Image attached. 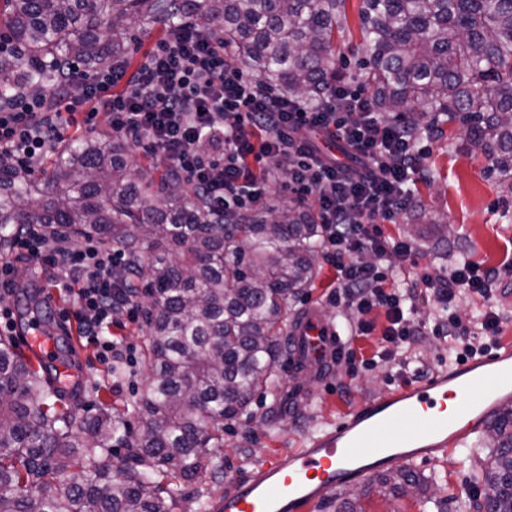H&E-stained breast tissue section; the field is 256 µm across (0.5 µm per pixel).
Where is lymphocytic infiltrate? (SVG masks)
<instances>
[{
  "label": "lymphocytic infiltrate",
  "instance_id": "obj_1",
  "mask_svg": "<svg viewBox=\"0 0 512 512\" xmlns=\"http://www.w3.org/2000/svg\"><path fill=\"white\" fill-rule=\"evenodd\" d=\"M61 71L58 110L80 115L92 130L99 109H106L113 134L160 154L225 223L268 206L274 183L293 200L314 197L322 256L336 271L329 301L348 312L353 337L371 335L373 312L384 310L382 358L434 336L454 341L463 360L484 351L476 335H497L500 320L493 308L484 309L475 324L451 310L461 293L490 300V269L465 260L448 274L434 275L422 267L410 241L385 234L383 223L411 203L407 184L423 172L425 153L419 137L376 111L365 90L341 82L321 106L310 107L262 84L236 63L222 36L188 21L173 26L135 73L115 65L89 75L75 62ZM318 132L345 142L359 168L322 155L311 140ZM60 140L58 122L41 95L0 109V155L30 164ZM12 248L57 269L60 288L72 295L79 331L98 345L102 361L131 363L130 347L108 336L116 317L134 321L144 310L121 275L120 251L92 239L77 248L38 224L22 228ZM399 274L449 308L448 317L431 325L411 320L406 296L393 283Z\"/></svg>",
  "mask_w": 512,
  "mask_h": 512
}]
</instances>
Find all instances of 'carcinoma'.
I'll return each mask as SVG.
<instances>
[{
  "mask_svg": "<svg viewBox=\"0 0 512 512\" xmlns=\"http://www.w3.org/2000/svg\"><path fill=\"white\" fill-rule=\"evenodd\" d=\"M346 0H0V107L52 94L57 69L119 61L154 23L191 20L224 35L267 86L317 107L336 85V15ZM361 83L411 133L460 122L512 193V0H360ZM409 224H441L425 208ZM122 248L146 279L149 373L135 401L144 429L112 414L57 409L48 368L0 338V512H173L182 483L218 478L210 442L274 383L290 301L317 276L321 227L304 206L226 224L185 182L133 164L110 134L65 136L48 169L0 157V252L22 226ZM485 512H512V405L491 419ZM133 466L112 475V443ZM393 481L423 504L443 478L408 466Z\"/></svg>",
  "mask_w": 512,
  "mask_h": 512,
  "instance_id": "carcinoma-1",
  "label": "carcinoma"
}]
</instances>
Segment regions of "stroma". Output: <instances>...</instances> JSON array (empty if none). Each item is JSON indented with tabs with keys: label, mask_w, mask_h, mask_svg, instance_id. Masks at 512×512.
<instances>
[{
	"label": "stroma",
	"mask_w": 512,
	"mask_h": 512,
	"mask_svg": "<svg viewBox=\"0 0 512 512\" xmlns=\"http://www.w3.org/2000/svg\"><path fill=\"white\" fill-rule=\"evenodd\" d=\"M358 9L359 0H346V10L337 20L340 33L336 37L337 64L347 82L355 86L360 79L351 46L360 38ZM427 144L425 176L413 185L412 198L448 222L447 232L422 224L417 235L411 237L430 273L444 272L465 258L488 268L512 264V196L501 193L495 176L488 174L481 147L468 139L465 127L458 123L446 127L444 134L430 136ZM15 267L13 282L0 287V304L10 309L13 330L19 333L29 323L21 299L24 293L34 294L47 329L55 332L58 342L67 343L69 353L61 374L64 404L81 407L86 414L108 409L131 431H139L142 421L133 405L147 374L143 360L118 368L100 361L95 348L81 336L57 328L56 309L48 303L50 296L59 293L55 269L35 271L25 261L16 262ZM335 281V270L320 264L314 286L292 301V313L314 303L327 318L345 326L339 309L327 299ZM287 363V357H280L276 385L258 394L247 414L225 425L219 443L224 450L222 476L216 479L203 473L183 485L174 512H194L196 499L207 500L224 492L234 473L270 461L278 450L297 447L305 437L328 427L343 411L366 398L390 392L403 382L395 365L382 361L353 373L346 365H339L320 382L300 370L287 372ZM486 454L485 448L474 447L471 464L464 466L452 450L433 463L417 465L416 470L444 478L445 508L457 512L459 502L475 494L478 485L474 475ZM388 475L384 469L351 489L336 492L319 512H343L347 507L352 512H422L419 501L388 483Z\"/></svg>",
	"instance_id": "stroma-1"
}]
</instances>
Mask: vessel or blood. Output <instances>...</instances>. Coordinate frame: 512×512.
Segmentation results:
<instances>
[{
    "label": "vessel or blood",
    "mask_w": 512,
    "mask_h": 512,
    "mask_svg": "<svg viewBox=\"0 0 512 512\" xmlns=\"http://www.w3.org/2000/svg\"><path fill=\"white\" fill-rule=\"evenodd\" d=\"M20 342L44 360L54 352L53 337L37 323ZM288 343L291 365L318 378L331 372L347 345L342 331L315 306L293 318ZM509 402L512 330L505 328L485 353L360 402L328 430L235 477L210 499L209 512H317L337 491L376 470L426 464L465 444Z\"/></svg>",
    "instance_id": "b4317fda"
}]
</instances>
